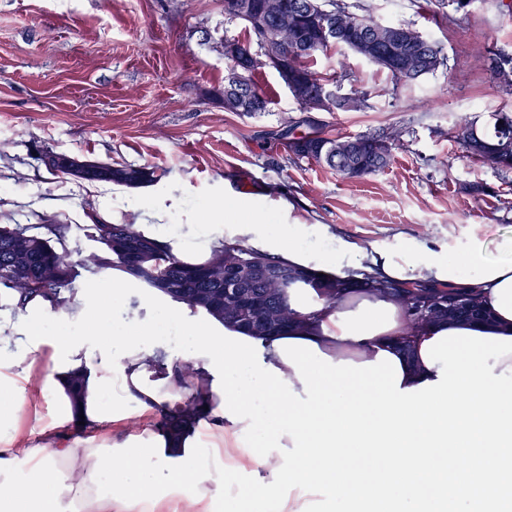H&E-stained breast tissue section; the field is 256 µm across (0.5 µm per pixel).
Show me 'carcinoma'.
<instances>
[{"label": "carcinoma", "instance_id": "cac0c4a2", "mask_svg": "<svg viewBox=\"0 0 512 512\" xmlns=\"http://www.w3.org/2000/svg\"><path fill=\"white\" fill-rule=\"evenodd\" d=\"M263 0H224V17L244 24L248 37L243 41L224 46V56L235 62L236 55L252 51L257 45L259 52L253 54L252 71L265 66L278 72L286 86L294 82L308 85L316 92L331 80L321 76L311 66L320 53L333 45L344 48L350 43L348 30L336 29V36L323 39L311 23L308 12L316 7L347 12L348 6L340 0H281L286 9H299L305 13V22L297 41L286 33H275L273 22L260 16ZM259 91L252 75L243 78L237 97L241 99L238 111L251 114L255 92ZM491 126L478 127L481 140L488 143L495 154L486 155L470 148L464 151L482 160L492 169L508 173L512 171V117L501 112L492 114ZM344 138L332 137L319 130L299 136V142L288 144V148L299 158L321 163L348 179H360L382 171L388 166L392 147H387L384 156L372 155V137H358L361 145L351 166L339 152ZM60 175L74 180L109 182L129 188H139L155 181V170L148 166H112L101 163L98 168L85 175L66 171ZM84 235L96 242L98 247L85 254L73 253L70 248L72 226L69 224H0V299L5 300L0 308L17 311L35 300H46L58 305L72 303L76 294L75 282L83 274L95 275L103 269H115L125 277L139 281L144 287L156 291L171 301L180 304L191 313H200L211 321L234 331L243 330L239 315L224 305V314L218 315L205 305L193 302V295L208 290L218 294L220 284L207 281L205 272L213 266L230 262H258L274 271L295 273L297 269L288 265L279 256L239 243L216 241L210 253L203 256L186 257L177 254L171 243L145 233L133 224H104L95 221L82 227ZM136 248L144 257V263L153 264L155 275L149 276L133 267L127 259V250ZM363 284L383 298L393 297L403 302L407 314V337L400 342L401 348L411 352L410 338L424 329L448 320H474L461 304L465 297L481 300L473 288L454 291L443 285L421 283L386 284L369 273L363 274ZM305 278L294 277L285 282L258 284L251 291L274 309L277 318H286L297 328L307 325V319L288 306V289L306 288ZM316 294L329 304H336L348 294L349 285L336 279L334 274H321ZM205 413L204 402L187 399L171 414H165L157 422L158 430L174 434L177 423H187Z\"/></svg>", "mask_w": 512, "mask_h": 512}]
</instances>
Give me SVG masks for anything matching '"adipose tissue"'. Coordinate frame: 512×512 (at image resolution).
Segmentation results:
<instances>
[{
	"label": "adipose tissue",
	"instance_id": "1",
	"mask_svg": "<svg viewBox=\"0 0 512 512\" xmlns=\"http://www.w3.org/2000/svg\"><path fill=\"white\" fill-rule=\"evenodd\" d=\"M497 257H490L485 244H473L463 259L443 260L422 256L418 259L394 258L377 251L369 253L361 247L343 244L338 256L326 269L341 279H359L367 271L381 279L395 282H425L458 287H471L480 292L492 319L475 324V331L512 336V236L496 243ZM290 308L310 317V329L290 331V338L316 343L333 361L357 363L375 360L385 351L398 357L403 379L401 385L411 388L424 381L435 380L436 368L427 367L420 350L424 341L442 329H458V322L434 326L416 338L412 354L400 352L397 342L405 332V311L397 300L383 299L360 291L335 306L307 291L288 295ZM102 305L76 301L72 307L56 308L46 301L18 311L14 320L0 325V512H209L210 497L217 488L214 480L200 483L202 501L172 493L157 504L146 502L133 507L114 499H98L97 487L90 474L97 461L98 446L124 444L125 436L107 432L110 424L125 421L130 413L144 419L159 416L188 397L204 392L208 417L198 426L188 427L186 437L196 431H207L221 456L234 455L224 448V441L241 434V423L229 421L220 409L221 395L213 388L214 377L205 357L184 361L174 356L162 342L152 338L146 326H135L128 335L113 342H94L101 331ZM86 318L91 326L87 336H70L55 345L51 368L34 373L35 354L42 344L39 319L72 321ZM190 363L194 375L177 374V366ZM163 365L165 376H156L154 365ZM85 371L82 397L71 402L68 380L72 373ZM48 395L62 408L64 422L83 415L81 430L62 432L38 444L29 443L17 423L16 409L31 391ZM114 394L112 406H104L102 398ZM28 458L31 467L24 479H16L18 456Z\"/></svg>",
	"mask_w": 512,
	"mask_h": 512
}]
</instances>
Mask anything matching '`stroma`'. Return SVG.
<instances>
[{"instance_id":"stroma-1","label":"stroma","mask_w":512,"mask_h":512,"mask_svg":"<svg viewBox=\"0 0 512 512\" xmlns=\"http://www.w3.org/2000/svg\"><path fill=\"white\" fill-rule=\"evenodd\" d=\"M367 15L404 23L437 42L447 67L395 87L379 67L343 48L316 58L345 94L364 92L362 112L303 114L278 73L256 81L268 113L224 109L225 43L244 40L224 18V0H0V224H110L193 244L218 224L247 244L231 203L271 244H294L314 261L341 244L392 255L463 257L473 241L512 231V172L467 156L453 138L467 120L512 114L491 56L512 57V0H361ZM343 137L384 136L392 160L350 180L290 156L276 140L290 122ZM45 150L101 163L150 166L153 183L128 188L48 173ZM39 443L60 416L42 394L24 404Z\"/></svg>"}]
</instances>
